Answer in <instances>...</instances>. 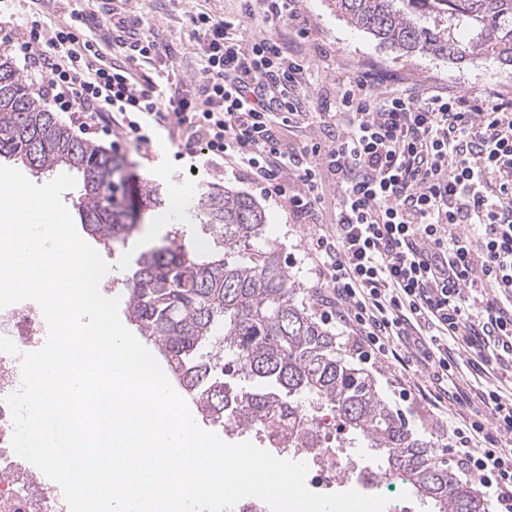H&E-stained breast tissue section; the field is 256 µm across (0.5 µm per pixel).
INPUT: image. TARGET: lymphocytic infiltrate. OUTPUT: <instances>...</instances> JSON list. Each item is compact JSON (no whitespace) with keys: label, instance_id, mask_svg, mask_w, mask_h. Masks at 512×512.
Returning a JSON list of instances; mask_svg holds the SVG:
<instances>
[{"label":"lymphocytic infiltrate","instance_id":"1","mask_svg":"<svg viewBox=\"0 0 512 512\" xmlns=\"http://www.w3.org/2000/svg\"><path fill=\"white\" fill-rule=\"evenodd\" d=\"M82 14L0 36L33 74L46 79L55 110L102 113L113 150L149 143L166 116L190 133L208 162L247 167L261 193L308 219L322 172L336 179V221L312 248L328 295L327 318L352 327L364 360L379 355L408 377L427 372L417 396L436 410L463 406L448 429V457L512 512V395L492 377L512 372V100L480 103L463 94L378 97L371 82L342 84L343 131L296 154L282 149L275 118L292 115L304 67L269 37L229 36V21L200 13L192 23L200 64L189 86L137 77L135 63L157 53L140 33L125 58L77 36ZM300 181L289 189L287 171ZM474 354L464 387L456 347Z\"/></svg>","mask_w":512,"mask_h":512}]
</instances>
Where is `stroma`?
Listing matches in <instances>:
<instances>
[{"mask_svg":"<svg viewBox=\"0 0 512 512\" xmlns=\"http://www.w3.org/2000/svg\"><path fill=\"white\" fill-rule=\"evenodd\" d=\"M242 0H123L122 12L130 26L152 35L157 54L151 63L138 66L137 72L149 77L168 76L171 82L190 84L199 67V45L194 37L192 16L206 13L232 22V32L249 40L265 35L278 40L289 54L305 62L297 87L299 114L289 126L277 129L283 150L298 153L324 138L323 114L337 98L340 86L357 76L371 79L375 92L388 95H430L437 92L465 94L475 99L497 96L512 99V65L486 66L470 61L453 63L430 55L407 56L380 46L372 36L353 28L336 15L329 0H299L300 28L265 23L261 14L245 15ZM79 11L87 19V35L103 38L112 35V7L104 0H50L51 19L68 17ZM187 136L167 119L152 141L144 146L123 147L119 174L125 185L123 206H130L134 189L147 181L158 185L164 201L174 195L191 200L202 188L217 184L255 195L267 224L254 249L275 250L281 257L291 282L299 290L298 300L313 316H321V296L311 272V247L315 227L336 221V180L323 175V197L310 223H299L288 205L276 197L256 194L246 172L228 167L194 168ZM159 208L142 206L136 222L138 230L125 247L104 254L110 270L100 286L107 297L126 298L125 280L132 274L139 254L166 244L170 225L159 223ZM341 343L352 363L362 364L381 396L417 436L430 440L436 448L448 441L447 417L426 403L404 402L392 381L394 372L384 361L361 362L350 340V328L336 321L326 323Z\"/></svg>","mask_w":512,"mask_h":512,"instance_id":"stroma-1","label":"stroma"}]
</instances>
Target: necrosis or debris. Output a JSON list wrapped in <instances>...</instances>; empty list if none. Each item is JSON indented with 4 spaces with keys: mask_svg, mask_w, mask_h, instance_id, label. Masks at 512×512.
I'll list each match as a JSON object with an SVG mask.
<instances>
[{
    "mask_svg": "<svg viewBox=\"0 0 512 512\" xmlns=\"http://www.w3.org/2000/svg\"><path fill=\"white\" fill-rule=\"evenodd\" d=\"M0 336L10 338L17 347L13 354L0 352V512H69L59 485L14 452V424L5 402L21 386L22 354L40 350L46 343L48 324L40 306L26 300L0 309ZM289 427L299 433L313 428L327 436L316 453L304 448L285 451L286 456L307 462L311 487L330 488L342 473L355 475L363 487H370L368 471H355L350 456L337 447L327 415L312 412L297 417Z\"/></svg>",
    "mask_w": 512,
    "mask_h": 512,
    "instance_id": "necrosis-or-debris-1",
    "label": "necrosis or debris"
}]
</instances>
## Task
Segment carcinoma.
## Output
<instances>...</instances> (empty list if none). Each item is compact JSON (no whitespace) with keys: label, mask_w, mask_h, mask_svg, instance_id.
Returning a JSON list of instances; mask_svg holds the SVG:
<instances>
[{"label":"carcinoma","mask_w":512,"mask_h":512,"mask_svg":"<svg viewBox=\"0 0 512 512\" xmlns=\"http://www.w3.org/2000/svg\"><path fill=\"white\" fill-rule=\"evenodd\" d=\"M336 12L403 55L512 65V0H332ZM32 171L83 176L85 232L110 253L136 231L117 202L122 160L76 136L31 96L0 53V158ZM213 249L170 243L140 253L124 283L126 316L151 341L203 420L259 431L304 413L296 399L335 413L378 453L377 479L405 475L435 512H488L487 502L413 436L363 369L348 362L330 329L298 304L276 251L252 249L266 224L250 195L212 187L191 204ZM241 387L224 382L223 351Z\"/></svg>","instance_id":"1"}]
</instances>
